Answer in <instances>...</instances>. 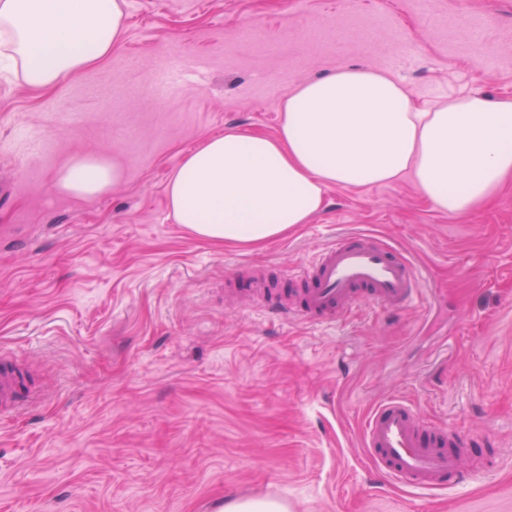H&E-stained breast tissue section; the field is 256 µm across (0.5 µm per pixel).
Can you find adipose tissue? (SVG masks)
I'll use <instances>...</instances> for the list:
<instances>
[{
    "mask_svg": "<svg viewBox=\"0 0 512 512\" xmlns=\"http://www.w3.org/2000/svg\"><path fill=\"white\" fill-rule=\"evenodd\" d=\"M122 0H0V58L34 89L59 86L109 57L124 32ZM119 165L82 157L58 179L89 198ZM411 178L439 211L465 214L512 182V99L469 95L420 109L399 81L350 67L288 96L275 135L206 139L167 187L170 213L197 237L259 245L306 224L332 187Z\"/></svg>",
    "mask_w": 512,
    "mask_h": 512,
    "instance_id": "adipose-tissue-1",
    "label": "adipose tissue"
}]
</instances>
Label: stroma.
I'll use <instances>...</instances> for the list:
<instances>
[{
  "label": "stroma",
  "mask_w": 512,
  "mask_h": 512,
  "mask_svg": "<svg viewBox=\"0 0 512 512\" xmlns=\"http://www.w3.org/2000/svg\"><path fill=\"white\" fill-rule=\"evenodd\" d=\"M112 55L52 90L0 68V351L40 391L0 421V512H512V184L464 215L411 179L328 190L310 223L258 247L175 223L167 183L227 130L276 134L288 94L349 67L418 107L512 98V0H124ZM118 163L91 198L75 159ZM383 236L425 277L402 310L329 327L232 303L233 274ZM487 436L464 488L386 482L359 446L380 400ZM121 175L120 166L114 162L99 157H82L61 174L57 188L67 194L89 198L108 190ZM225 512H288L287 507L275 500L264 502H234L224 508Z\"/></svg>",
  "instance_id": "35a3bbf8"
}]
</instances>
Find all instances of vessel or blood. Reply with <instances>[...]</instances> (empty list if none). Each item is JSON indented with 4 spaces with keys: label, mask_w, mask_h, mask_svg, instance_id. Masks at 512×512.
<instances>
[{
    "label": "vessel or blood",
    "mask_w": 512,
    "mask_h": 512,
    "mask_svg": "<svg viewBox=\"0 0 512 512\" xmlns=\"http://www.w3.org/2000/svg\"><path fill=\"white\" fill-rule=\"evenodd\" d=\"M286 278L295 290L274 288L264 278L253 281L245 301L259 312L323 325L358 305L405 308L420 291L410 258L389 240L362 232L338 236ZM33 398L13 359L0 354V418L17 413ZM473 444L463 433L428 424L399 396L385 398L370 410L359 438L379 474L412 490L456 488L481 476L483 466L463 462L465 448Z\"/></svg>",
    "instance_id": "b4317fda"
}]
</instances>
